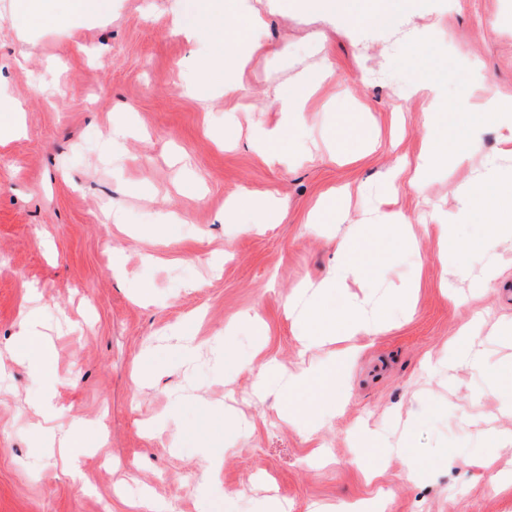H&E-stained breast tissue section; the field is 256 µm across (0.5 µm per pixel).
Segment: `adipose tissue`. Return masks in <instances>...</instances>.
I'll use <instances>...</instances> for the list:
<instances>
[{
  "label": "adipose tissue",
  "mask_w": 512,
  "mask_h": 512,
  "mask_svg": "<svg viewBox=\"0 0 512 512\" xmlns=\"http://www.w3.org/2000/svg\"><path fill=\"white\" fill-rule=\"evenodd\" d=\"M97 6L98 0H10L13 16L26 27L37 30H71L78 16L93 12ZM215 21L225 53L212 62L208 73L221 76L225 95L232 96L245 86L248 60L264 51L263 44L255 37L263 25V5L261 0H224L215 13ZM411 94L419 100L426 114V133L414 161L390 169L388 188L395 192L406 187L425 197L429 194L432 170L441 164L461 163L474 153L475 147L472 141L449 133L448 106L436 85L417 82ZM314 95V90L302 86L279 99V124L258 128L254 133V143L262 157L270 161L278 158L285 130L300 125ZM500 171L496 158H485L481 173L462 188L455 218L444 219L437 209L430 214L444 243L439 254L440 263L451 265L455 276L482 288L497 281L499 269L496 264L488 263L481 271H474L466 259L467 250L460 239L459 229L478 213L483 218L487 242L512 237V177H501ZM416 247L417 238L410 221L400 212H380L373 222L363 226L359 236L337 237L336 260L325 278L319 284L303 287L290 305L292 314L303 327V352L335 343L342 336H373L381 332L383 318L380 312L348 297L349 286L373 277L378 257H392L414 251ZM21 338L24 342L23 361L44 389H52L54 379L44 364L48 347L38 331L35 313L24 317ZM338 370L335 363L323 366L305 363L287 377L281 374L274 360H265L258 367L256 392L261 395L276 389L282 398L283 418L293 423L304 416L299 397L310 395L323 405L334 404ZM27 407L44 422L40 434L57 438L64 464H73L72 449L78 446L83 436L80 424H72L69 429L58 432L50 425L53 409L48 401L34 400L28 402Z\"/></svg>",
  "instance_id": "1"
}]
</instances>
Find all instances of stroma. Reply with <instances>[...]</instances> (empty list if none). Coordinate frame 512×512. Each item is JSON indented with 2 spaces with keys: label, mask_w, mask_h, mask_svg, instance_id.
Listing matches in <instances>:
<instances>
[{
  "label": "stroma",
  "mask_w": 512,
  "mask_h": 512,
  "mask_svg": "<svg viewBox=\"0 0 512 512\" xmlns=\"http://www.w3.org/2000/svg\"><path fill=\"white\" fill-rule=\"evenodd\" d=\"M101 2L71 31L31 32L0 0V90L18 101L23 124L0 142V512H263L271 496L292 512L354 503L512 512V484L491 487L477 465L491 431L512 433L489 375L512 364V344L494 335L512 323V241L490 249L479 225L462 227L472 266L501 269L478 290L443 272L428 222L432 205L456 211L460 183L485 156L512 170L500 156L505 130L473 111L448 115L452 134L478 138L470 169L437 168L428 202L406 190L391 204L411 219L418 253L383 261L376 281L351 287L384 304L387 327L359 337L340 405L312 407L308 421L289 425L276 391L253 396L257 363L291 371L305 359L289 297L326 275L337 233L358 234L388 168L418 153L425 115L413 84L431 81L448 102L473 106L484 85L512 94V0H415L396 25L428 31L418 54L385 27L338 30L305 0H265L257 37L268 51L233 97L199 72L222 53L220 35L190 41L172 23L174 10L191 3L204 14L209 0ZM325 54L336 64L321 92L328 107L306 112L268 164L252 129L276 123L277 96L295 91L299 76L316 80ZM363 69L369 82L358 78ZM42 83L55 93L36 94ZM359 110L380 150L365 154L351 136L336 151L322 148L340 116ZM116 127L125 131L118 141ZM345 183L339 231L310 229L316 200ZM238 188L283 200L263 231L243 232L250 211L219 221ZM110 208L118 222L105 220ZM411 279L420 288L408 318L388 299ZM34 303L55 350L56 423L77 419L86 429L77 481L57 448L35 438L26 407L42 394L20 362L19 321ZM470 325L482 370L445 359ZM175 330L200 345L191 364L173 349ZM362 426L386 437L409 428L419 474L358 447L352 435ZM447 449L469 467L439 465Z\"/></svg>",
  "instance_id": "obj_1"
}]
</instances>
